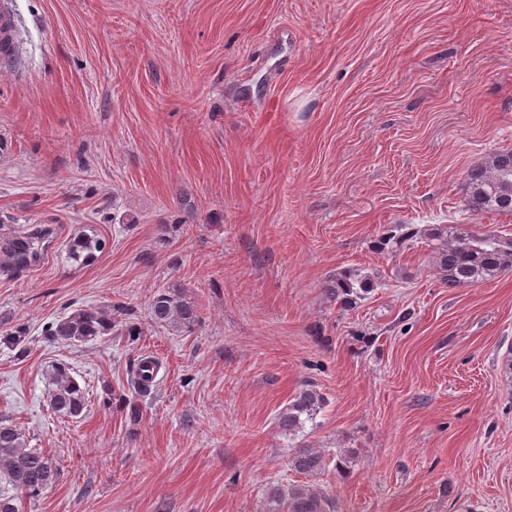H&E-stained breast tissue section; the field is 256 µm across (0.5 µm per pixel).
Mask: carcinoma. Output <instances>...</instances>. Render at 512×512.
<instances>
[{
  "label": "carcinoma",
  "mask_w": 512,
  "mask_h": 512,
  "mask_svg": "<svg viewBox=\"0 0 512 512\" xmlns=\"http://www.w3.org/2000/svg\"><path fill=\"white\" fill-rule=\"evenodd\" d=\"M467 204L478 215L487 211L512 213V160L504 153L471 169L466 178ZM418 236L412 224H394L379 237L377 247L397 253ZM423 236L433 248L436 271L450 288L476 284L502 272L512 270V237L505 238L489 232H471L450 224H433L424 229ZM42 232L20 238L7 247L11 268H24L38 256L43 241ZM103 249L98 235L83 233L67 244L68 258L77 265H87ZM336 301L353 307L374 288L373 282L348 270L336 274L328 284ZM153 323L190 332L201 322L198 306L190 298L176 292L156 295L149 308ZM115 327L112 311L95 305H85L51 322L45 328L46 338L54 343L73 345L86 343L112 334ZM161 368L151 356L141 358L133 370L132 385L145 393L155 382ZM46 401L50 410L61 418L76 419L88 405L86 389L71 375L63 362L47 370ZM324 398L312 387L301 389L288 409L277 420L278 428L293 433L301 426V415L312 418L323 405ZM288 465L295 473L308 478L302 483L278 484L266 493L265 512H336V498L324 492L310 479L326 471L324 452L310 448H295ZM60 470L52 457L39 448H29L25 435L16 425L0 420V480L14 493L0 492V512H22L24 502L34 501L45 490L59 482Z\"/></svg>",
  "instance_id": "1"
}]
</instances>
